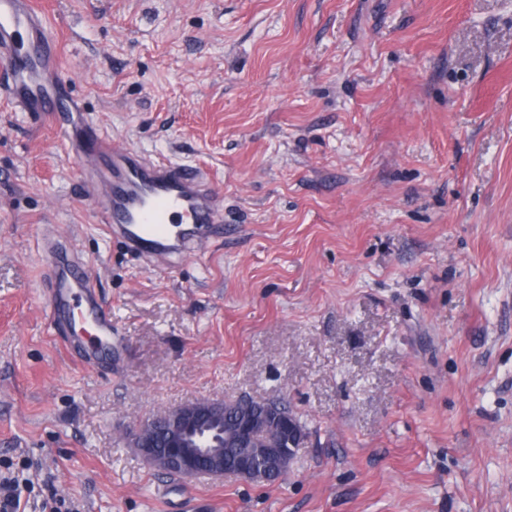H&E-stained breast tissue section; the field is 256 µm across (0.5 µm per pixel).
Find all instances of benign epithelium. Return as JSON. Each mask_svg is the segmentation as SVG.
Masks as SVG:
<instances>
[{"instance_id":"obj_1","label":"benign epithelium","mask_w":512,"mask_h":512,"mask_svg":"<svg viewBox=\"0 0 512 512\" xmlns=\"http://www.w3.org/2000/svg\"><path fill=\"white\" fill-rule=\"evenodd\" d=\"M222 416L224 407L220 402L182 403L140 420L127 438L128 446L152 468L165 470L175 466L190 477H214L224 471V454L216 437H201L200 426L216 425ZM277 419L288 428L287 447L275 455L268 448L255 447L238 470L224 471L226 475L256 480L270 474L280 478L288 471L300 433L288 414L280 412Z\"/></svg>"}]
</instances>
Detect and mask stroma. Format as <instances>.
Wrapping results in <instances>:
<instances>
[{"label":"stroma","mask_w":512,"mask_h":512,"mask_svg":"<svg viewBox=\"0 0 512 512\" xmlns=\"http://www.w3.org/2000/svg\"><path fill=\"white\" fill-rule=\"evenodd\" d=\"M86 123L204 164V257L112 242L52 118L0 94V472L78 512H512V0H37ZM112 308L83 362L47 242ZM285 398L275 483L148 467L118 434Z\"/></svg>","instance_id":"1"}]
</instances>
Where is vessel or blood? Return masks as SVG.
<instances>
[{"label": "vessel or blood", "mask_w": 512, "mask_h": 512, "mask_svg": "<svg viewBox=\"0 0 512 512\" xmlns=\"http://www.w3.org/2000/svg\"><path fill=\"white\" fill-rule=\"evenodd\" d=\"M0 72L5 92L24 112L59 118L63 144L89 163L96 217L112 239L149 258L190 256L224 232L222 198L196 165L146 157L96 128L77 123L60 44L33 0H0ZM49 325L112 346V311L83 263L49 251Z\"/></svg>", "instance_id": "vessel-or-blood-1"}]
</instances>
